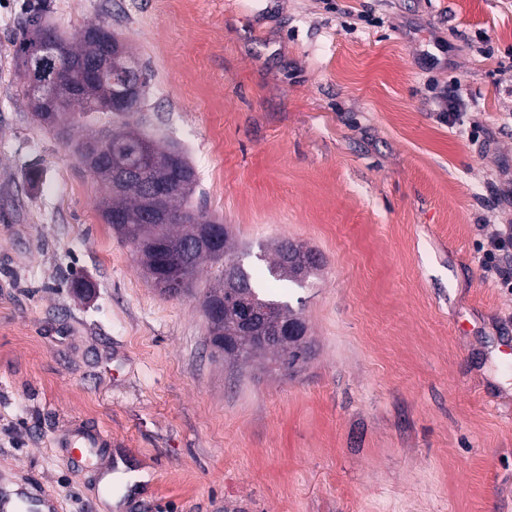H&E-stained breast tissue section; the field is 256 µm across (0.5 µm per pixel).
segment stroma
Wrapping results in <instances>:
<instances>
[{"label":"stroma","instance_id":"stroma-1","mask_svg":"<svg viewBox=\"0 0 512 512\" xmlns=\"http://www.w3.org/2000/svg\"><path fill=\"white\" fill-rule=\"evenodd\" d=\"M35 2L0 0V477L112 512L70 455L101 431L149 477L121 512H512V292L479 264L512 234V0H45L147 66L129 121L184 152L246 267L316 255L269 285L307 325L292 372L215 354L222 265L165 297L104 223L21 91ZM286 245H288V251L290 249H294L306 255L308 257L307 263L303 265L301 263H292L288 261V265H286L283 261V254L285 251L283 246ZM312 255V251L306 249L302 244H296L291 241L280 242L275 248V259L273 262L271 261L268 267V274L271 277L279 278L287 281L288 283L295 284L299 288H304L305 285L303 283L307 278L306 283H308L309 279L315 275L314 270H318L319 268V265L315 264L313 259L314 255Z\"/></svg>","mask_w":512,"mask_h":512}]
</instances>
